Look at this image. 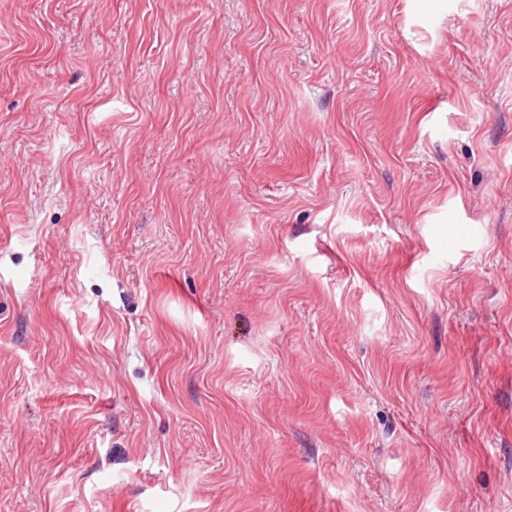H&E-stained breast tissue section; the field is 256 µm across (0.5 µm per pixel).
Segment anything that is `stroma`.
<instances>
[{
	"mask_svg": "<svg viewBox=\"0 0 512 512\" xmlns=\"http://www.w3.org/2000/svg\"><path fill=\"white\" fill-rule=\"evenodd\" d=\"M0 512H512V0H0Z\"/></svg>",
	"mask_w": 512,
	"mask_h": 512,
	"instance_id": "obj_1",
	"label": "stroma"
}]
</instances>
